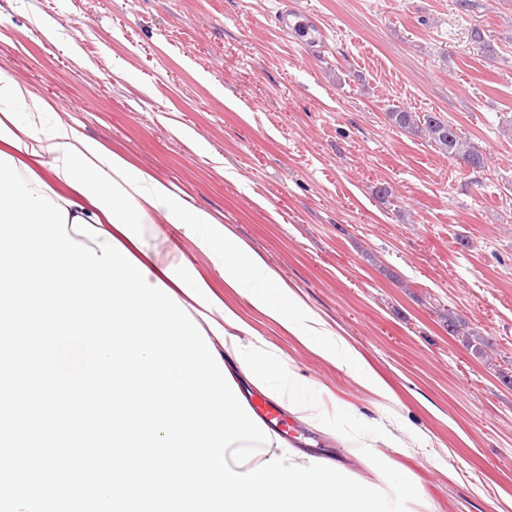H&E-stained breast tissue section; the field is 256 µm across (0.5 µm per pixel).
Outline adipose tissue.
<instances>
[{"label":"adipose tissue","mask_w":512,"mask_h":512,"mask_svg":"<svg viewBox=\"0 0 512 512\" xmlns=\"http://www.w3.org/2000/svg\"><path fill=\"white\" fill-rule=\"evenodd\" d=\"M52 104L27 83L0 72V144L14 159H34L47 168L20 172L28 187L67 208L97 228L121 235L138 249L149 283L174 286L179 300L207 332L230 374L239 376L242 394L264 390L284 411L318 432L357 448L370 447L374 433L358 427L329 429L322 406L302 398L306 381L264 340L242 339L246 326L236 309L225 305L209 281L184 258L166 259L141 251L142 225L180 224L214 271L253 307L288 334L353 374L379 398L391 393L367 358L332 329L288 286L278 270L262 261L247 242L172 183L132 166L124 157L85 136L69 122L52 118Z\"/></svg>","instance_id":"ef3b65f1"}]
</instances>
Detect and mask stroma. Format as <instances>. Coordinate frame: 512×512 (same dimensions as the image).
<instances>
[{
	"label": "stroma",
	"mask_w": 512,
	"mask_h": 512,
	"mask_svg": "<svg viewBox=\"0 0 512 512\" xmlns=\"http://www.w3.org/2000/svg\"><path fill=\"white\" fill-rule=\"evenodd\" d=\"M474 2L0 0V71L231 225L370 361L394 401L228 288L183 226H143L306 378L329 426L403 428V447L374 451L415 485L412 512H512V0ZM281 9L318 18L316 48L283 34ZM392 104L453 120L488 168L390 126ZM303 440L372 478L349 442Z\"/></svg>",
	"instance_id": "35a3bbf8"
}]
</instances>
